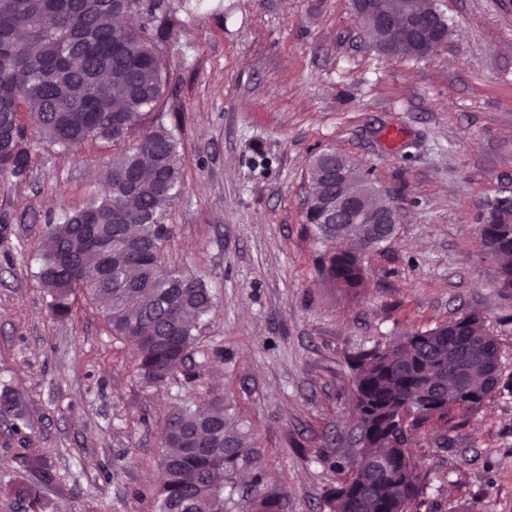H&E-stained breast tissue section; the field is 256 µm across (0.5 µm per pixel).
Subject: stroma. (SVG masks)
<instances>
[{"label": "stroma", "instance_id": "obj_1", "mask_svg": "<svg viewBox=\"0 0 512 512\" xmlns=\"http://www.w3.org/2000/svg\"><path fill=\"white\" fill-rule=\"evenodd\" d=\"M450 35L434 54L390 57L352 0H170L163 52L178 113L184 186L171 205L167 263L214 296L187 374L152 385L97 307L56 319L37 277L48 216L89 206L118 147L65 154L35 142L36 164L0 185V512L39 458L44 512H155L163 426L202 398L231 402L284 512H321L349 446L348 359L403 334L480 314L512 372V289L483 254L480 205L512 188V0H435ZM347 156L397 212L365 257L359 292L318 270L336 245L303 221L314 156ZM412 454L428 474L419 512H512V397L488 399L457 433Z\"/></svg>", "mask_w": 512, "mask_h": 512}]
</instances>
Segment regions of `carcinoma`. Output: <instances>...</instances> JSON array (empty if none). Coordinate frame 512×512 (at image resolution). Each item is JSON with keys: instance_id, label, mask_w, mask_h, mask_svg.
<instances>
[{"instance_id": "carcinoma-1", "label": "carcinoma", "mask_w": 512, "mask_h": 512, "mask_svg": "<svg viewBox=\"0 0 512 512\" xmlns=\"http://www.w3.org/2000/svg\"><path fill=\"white\" fill-rule=\"evenodd\" d=\"M170 27L168 0H0V182L29 176L37 139L65 152L95 140L121 147L93 206L47 219L38 278L58 319L71 318L78 290L97 303L149 383L186 369L199 323L214 306L203 281L163 257L182 162L173 130L146 116L169 88L161 45ZM330 156L319 154L311 166L310 195L321 200L338 191ZM346 191L368 208L386 205L357 174ZM479 220L483 244L494 246L500 287L512 288V202L487 204ZM319 271L340 288L356 289L364 279L362 258L347 251L323 258ZM350 366L363 432L359 458H326L344 475L327 494L330 512H411L425 491L411 442L436 428L450 448L451 433L487 399L512 395L499 343L475 312L362 350ZM228 420L224 401L207 399L168 417L158 512H233L235 478L245 467L254 512H282V497L262 491L258 449ZM14 495L27 512H42L38 484L20 483Z\"/></svg>"}]
</instances>
